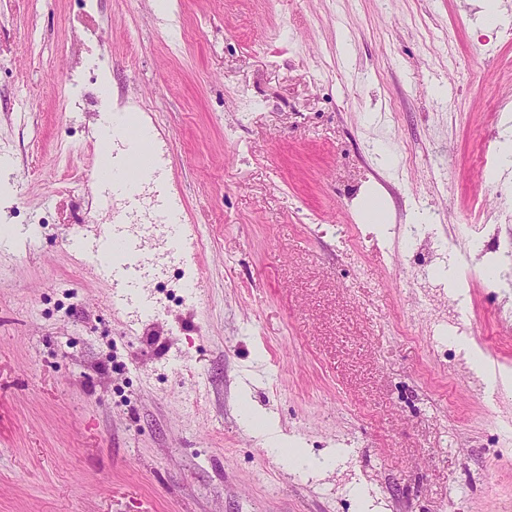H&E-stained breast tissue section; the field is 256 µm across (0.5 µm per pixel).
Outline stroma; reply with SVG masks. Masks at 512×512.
I'll use <instances>...</instances> for the list:
<instances>
[{
    "instance_id": "35a3bbf8",
    "label": "stroma",
    "mask_w": 512,
    "mask_h": 512,
    "mask_svg": "<svg viewBox=\"0 0 512 512\" xmlns=\"http://www.w3.org/2000/svg\"><path fill=\"white\" fill-rule=\"evenodd\" d=\"M0 0V512H512V398L456 374L453 305L399 274L467 272L470 336L512 369V0ZM108 86L146 115L198 291L113 306L72 245L97 203ZM385 195L391 237L355 201ZM472 225L471 237L460 229ZM272 414L318 476L246 426Z\"/></svg>"
}]
</instances>
